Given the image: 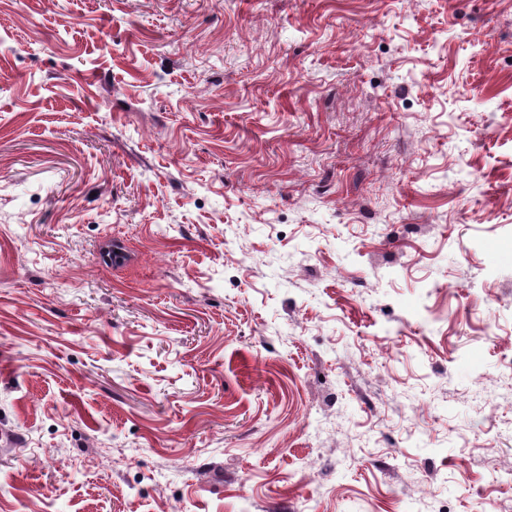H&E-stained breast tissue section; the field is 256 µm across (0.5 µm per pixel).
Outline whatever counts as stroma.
I'll list each match as a JSON object with an SVG mask.
<instances>
[{"mask_svg":"<svg viewBox=\"0 0 512 512\" xmlns=\"http://www.w3.org/2000/svg\"><path fill=\"white\" fill-rule=\"evenodd\" d=\"M512 0H0V512H512Z\"/></svg>","mask_w":512,"mask_h":512,"instance_id":"1","label":"stroma"}]
</instances>
